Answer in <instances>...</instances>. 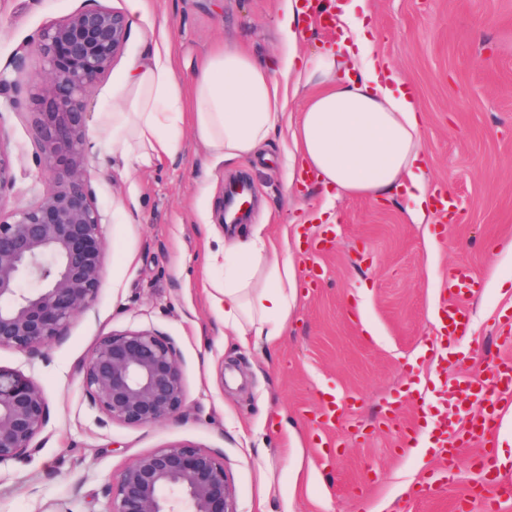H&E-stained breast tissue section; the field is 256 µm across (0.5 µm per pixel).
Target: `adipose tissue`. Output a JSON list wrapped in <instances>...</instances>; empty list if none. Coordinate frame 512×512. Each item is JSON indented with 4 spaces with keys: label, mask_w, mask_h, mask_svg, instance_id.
<instances>
[{
    "label": "adipose tissue",
    "mask_w": 512,
    "mask_h": 512,
    "mask_svg": "<svg viewBox=\"0 0 512 512\" xmlns=\"http://www.w3.org/2000/svg\"><path fill=\"white\" fill-rule=\"evenodd\" d=\"M368 16L367 0H345L336 12V41L304 56L299 4L284 0V72L303 92L294 149L325 194L380 199L402 189L421 203L426 149L416 102L407 83L374 56ZM116 81L122 93L102 126L113 152L137 166L178 156L187 129L212 158L231 162L267 143L282 118L284 98L271 65L231 45L196 64L187 88L169 55L159 52L129 63ZM289 252V242L275 244L258 230L208 252L206 268L224 270L223 281H210L208 300L224 317L225 335L244 346L282 336L297 281Z\"/></svg>",
    "instance_id": "adipose-tissue-1"
}]
</instances>
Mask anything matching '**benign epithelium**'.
<instances>
[{
	"instance_id": "benign-epithelium-1",
	"label": "benign epithelium",
	"mask_w": 512,
	"mask_h": 512,
	"mask_svg": "<svg viewBox=\"0 0 512 512\" xmlns=\"http://www.w3.org/2000/svg\"><path fill=\"white\" fill-rule=\"evenodd\" d=\"M130 37L126 14L84 0L46 23L29 44L39 80V198L0 210V348L31 354L62 335L98 293L107 242L104 215L89 190L84 115L87 93L113 68ZM65 158L64 168L56 167ZM15 184L14 159L0 131V202ZM83 387L109 420L164 423L185 401L181 361L150 327L100 337L83 368ZM48 419L43 390L0 368V465L36 449ZM104 512H239L224 461L190 445L144 453L108 487Z\"/></svg>"
}]
</instances>
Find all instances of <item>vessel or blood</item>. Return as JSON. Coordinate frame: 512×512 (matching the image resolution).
I'll list each match as a JSON object with an SVG mask.
<instances>
[{"label":"vessel or blood","instance_id":"b4317fda","mask_svg":"<svg viewBox=\"0 0 512 512\" xmlns=\"http://www.w3.org/2000/svg\"><path fill=\"white\" fill-rule=\"evenodd\" d=\"M479 284V279L465 267L449 270L448 300L439 309L438 336L463 339L469 335L468 302L478 293ZM448 396L456 406L468 404L475 409L466 425H458L454 415L448 413L442 414L436 425L439 453L453 461L462 446L486 443L500 408L512 404V357L493 359L488 376L462 374L450 380Z\"/></svg>","mask_w":512,"mask_h":512}]
</instances>
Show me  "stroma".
I'll return each instance as SVG.
<instances>
[{
  "label": "stroma",
  "instance_id": "1",
  "mask_svg": "<svg viewBox=\"0 0 512 512\" xmlns=\"http://www.w3.org/2000/svg\"><path fill=\"white\" fill-rule=\"evenodd\" d=\"M82 0H0V67L41 27ZM282 0H148L131 18L116 67L169 52L183 83L213 49L237 46L282 67L276 22ZM380 60L407 80L426 147L427 189L446 187L458 223L437 214L414 223L415 202L347 196L336 201V241L306 252L326 203L318 185L287 186V128L261 150L224 164L185 134L175 159L129 167L97 136L99 116L120 93L105 77L87 94L85 126L92 195L108 249L98 296L60 338L25 355L0 348V367L35 380L49 405L37 449L0 466V512H102L108 485L137 456L184 443L222 458L240 512H455L472 487L474 447L460 451L444 493L407 500L405 483L440 479L434 456H411L426 439L424 415L440 403V356L481 373L484 355L506 354L512 331V0H368ZM34 61L21 93H0V129L15 159L8 205L33 202L44 187L36 159ZM247 182L255 207L225 229L214 216L230 184ZM123 213H116V202ZM263 228L294 239L297 291L288 328L270 347L240 346L203 288L204 258L228 235ZM471 267L482 288L469 302L468 338L441 340L433 323L446 301L448 269ZM156 331L178 353L185 403L173 419L132 427L104 421L82 385V366L100 336L129 327ZM357 397V409L320 433L312 422L324 392ZM269 497H261L262 481Z\"/></svg>",
  "mask_w": 512,
  "mask_h": 512
}]
</instances>
